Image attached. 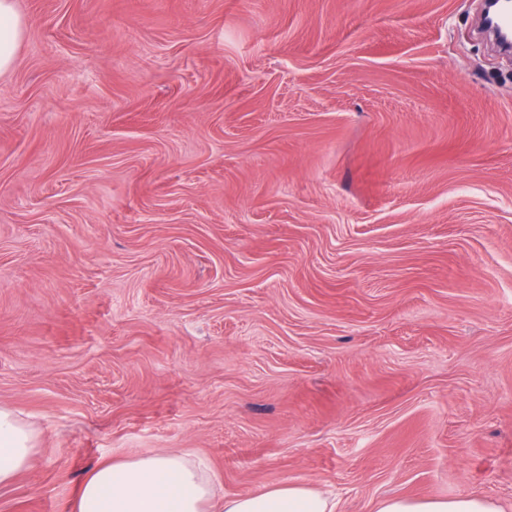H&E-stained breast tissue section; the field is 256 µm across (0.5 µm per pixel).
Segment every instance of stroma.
Returning <instances> with one entry per match:
<instances>
[{"label":"stroma","instance_id":"1","mask_svg":"<svg viewBox=\"0 0 512 512\" xmlns=\"http://www.w3.org/2000/svg\"><path fill=\"white\" fill-rule=\"evenodd\" d=\"M0 512L102 461L512 512V54L481 0H16ZM39 446L35 429L7 406H0V485L25 470Z\"/></svg>","mask_w":512,"mask_h":512}]
</instances>
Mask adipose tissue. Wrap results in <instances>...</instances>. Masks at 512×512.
<instances>
[{
  "label": "adipose tissue",
  "instance_id": "1",
  "mask_svg": "<svg viewBox=\"0 0 512 512\" xmlns=\"http://www.w3.org/2000/svg\"><path fill=\"white\" fill-rule=\"evenodd\" d=\"M27 25L15 0H0V75L10 71ZM39 446L35 429L7 406H0V485L25 470ZM209 465L184 453L164 451L99 465L79 489L77 512H336L327 492L288 484L258 493L218 497ZM374 512H502L480 495L453 498L381 499Z\"/></svg>",
  "mask_w": 512,
  "mask_h": 512
}]
</instances>
